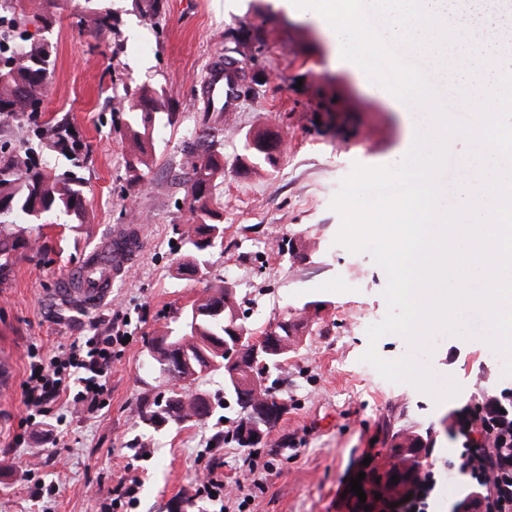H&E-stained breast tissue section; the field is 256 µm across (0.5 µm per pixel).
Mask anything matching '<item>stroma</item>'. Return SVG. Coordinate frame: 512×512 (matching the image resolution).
Listing matches in <instances>:
<instances>
[{
    "label": "stroma",
    "instance_id": "35a3bbf8",
    "mask_svg": "<svg viewBox=\"0 0 512 512\" xmlns=\"http://www.w3.org/2000/svg\"><path fill=\"white\" fill-rule=\"evenodd\" d=\"M112 34L95 40L84 0H27L29 31L37 16L54 17L44 35L56 44L55 73L44 112L0 121V143L19 144L35 123L66 121L84 145L81 176L89 224L51 217L40 231L42 252L18 251L0 276V354L14 364L0 389V512H100V502L127 470L142 480L137 512H213L195 493V476L210 463L224 481L244 478L249 451L234 431L239 409L224 393L223 372L196 380L212 414L199 423L148 424L144 400H162L165 379L151 367L148 342L177 329L198 298L231 288L251 332L284 316L301 321L300 344L278 374L286 406L260 461L272 468L243 512H340L341 495L358 465L376 453L386 426L430 431L437 484L434 512L456 499L458 473L445 462L459 447L457 412L493 385L511 387L481 339L441 335L429 364L460 387L443 402L410 384H394L361 360L364 320L385 318L387 276L369 254L336 245L340 217L330 207L354 163L392 165L409 150L424 114L372 84L340 56L314 11L297 13L280 0H163L156 26L141 20L143 0H105ZM234 60L243 79L236 112H206L202 83L216 61ZM162 90L141 181L128 168V105L142 87ZM215 128L224 158L216 190L224 238L196 275H178L191 220V163L186 142ZM268 130L285 142L274 165H242L247 134ZM136 223L139 259L115 282L105 304L79 310L55 302L64 275L113 229ZM126 319L129 341L108 377L110 404L73 412L58 401L61 434L40 429L14 445L26 416L27 350L49 352L75 339L105 336ZM137 448L144 457H134ZM51 485L36 499L32 483Z\"/></svg>",
    "mask_w": 512,
    "mask_h": 512
}]
</instances>
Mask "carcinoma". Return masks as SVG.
I'll return each mask as SVG.
<instances>
[{"instance_id": "obj_1", "label": "carcinoma", "mask_w": 512, "mask_h": 512, "mask_svg": "<svg viewBox=\"0 0 512 512\" xmlns=\"http://www.w3.org/2000/svg\"><path fill=\"white\" fill-rule=\"evenodd\" d=\"M0 11L10 13L8 35L0 33V60L11 61L8 67L0 68V118L9 120L28 111L33 103L45 100L49 81L56 64V48L49 40L35 39L26 29L25 0H0ZM93 33L99 37L112 32V13L100 7L91 9ZM162 93L156 89H144L138 100L130 106V122L127 137L132 148L129 168L134 171V180L145 160V139L152 123V113L159 110ZM37 142L25 140L9 152L0 154V272L10 265L13 253L23 249L39 251L45 247L40 236L25 235L13 226L27 217L33 220L55 214H72L80 224L91 221V213L84 206V180L73 171L59 173L47 163L36 160L37 149H53L68 156L73 166H79L82 143L70 132L64 121L47 122L37 126ZM266 139L265 132L258 131L246 142L244 159L252 164H273L270 157L258 150L256 144ZM224 178V165L210 151L203 160L192 163L189 208L193 214L191 224L184 232L187 254L178 270L192 272L208 262L211 246L207 242L215 230H224L223 214L215 205V190ZM221 303L224 313L217 316H201L191 319L197 333L185 339V335L174 336L172 341H185L190 350L198 348L197 341L225 342L229 319L240 320L228 290L220 287L198 302V308ZM291 351L268 361L266 373H259L251 383L271 393L273 387L266 384L268 374L282 367ZM431 443L417 431L401 428L391 432L384 440V448L377 453L378 460L362 468L366 477L362 487L401 500L411 494L421 480V471L427 462ZM397 483L392 484V476Z\"/></svg>"}]
</instances>
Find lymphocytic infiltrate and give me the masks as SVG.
Wrapping results in <instances>:
<instances>
[{
	"instance_id": "lymphocytic-infiltrate-1",
	"label": "lymphocytic infiltrate",
	"mask_w": 512,
	"mask_h": 512,
	"mask_svg": "<svg viewBox=\"0 0 512 512\" xmlns=\"http://www.w3.org/2000/svg\"><path fill=\"white\" fill-rule=\"evenodd\" d=\"M126 342L124 331L108 336L76 340L59 351L43 356L30 350V375L23 383L26 424L44 419L58 400L71 407L102 401L108 393L112 361ZM461 446L449 457V468L466 475L457 505L464 512H512V388L483 392L477 402L457 415ZM266 467L259 461L249 464V480L225 486L224 475L211 470L203 479L212 502L229 498L245 500L252 486L261 483Z\"/></svg>"
}]
</instances>
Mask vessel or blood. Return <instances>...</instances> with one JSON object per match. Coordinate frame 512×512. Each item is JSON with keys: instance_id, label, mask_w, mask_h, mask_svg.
<instances>
[{"instance_id": "1", "label": "vessel or blood", "mask_w": 512, "mask_h": 512, "mask_svg": "<svg viewBox=\"0 0 512 512\" xmlns=\"http://www.w3.org/2000/svg\"><path fill=\"white\" fill-rule=\"evenodd\" d=\"M238 69L232 63L211 67L203 89V100L210 109L236 111L241 87ZM141 251V235L127 226L114 230L101 245L88 254L84 266L65 278L55 292L56 300L78 309L104 303L112 285L122 277Z\"/></svg>"}]
</instances>
